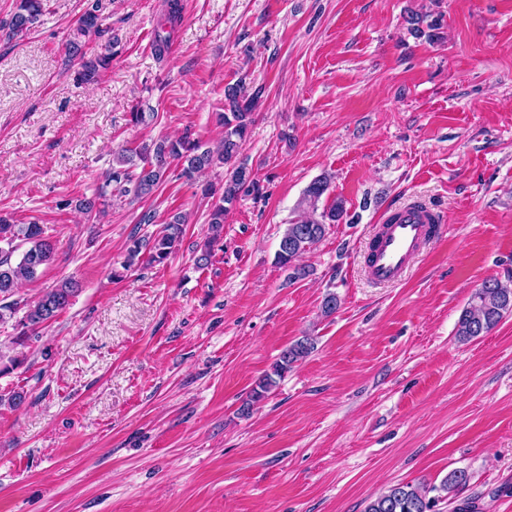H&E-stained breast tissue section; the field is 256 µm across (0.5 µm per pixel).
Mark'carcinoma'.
<instances>
[{
	"mask_svg": "<svg viewBox=\"0 0 512 512\" xmlns=\"http://www.w3.org/2000/svg\"><path fill=\"white\" fill-rule=\"evenodd\" d=\"M44 0H15L14 12L5 21L4 36L11 40L21 36L35 24L42 15ZM77 38L71 41L70 51L82 58L79 76L84 81L93 80L100 72L110 68L112 45L106 44L100 51L86 55L82 40L101 35L99 15L96 8L86 10L78 19ZM262 88H254L247 83V76L224 88V112L218 114L219 123L224 126V138L218 146L211 148L186 131L177 139L162 138L139 148L125 149L114 158L112 171L94 196L77 201L76 207L87 215L103 213L111 206L112 197L127 198L134 202L151 195L167 178L172 162L181 165L180 176L190 180L198 172L222 165L224 187L218 203L213 207L210 224L219 229L224 216L241 196L255 190L258 180L247 163L238 160L240 151L247 139L255 105ZM330 179L322 176L313 180L305 189L300 207L307 216L293 222L284 230L276 253V263L292 270L290 278L300 279L305 270L295 265V260L318 244L325 236L327 226L340 222L345 213L344 200L337 198L333 203L318 211V203L329 191ZM185 217L182 213L173 214L160 235L151 240L135 238L128 250L127 263H132L143 254H148L147 263H161L178 246L183 235ZM23 250L19 262L12 261L13 254ZM54 245L46 235L43 225L12 224L0 215V323L13 317L18 302L9 301L16 288L23 281L34 280L41 270L53 261ZM79 291V284L67 279L48 289L42 297L30 305L19 324L22 330L13 339L21 345L37 330L51 321L58 313L70 306L72 298ZM512 314V288L499 278H489L475 289L468 305L463 309L456 331L461 341H471L491 332L508 315ZM314 344L311 339L296 341L282 352L272 368L257 388L250 394V401L257 402L265 397L276 381L294 365L306 358ZM468 474L455 470L448 474L437 491L455 492L466 486ZM437 497L409 483H397L371 500L365 512H435Z\"/></svg>",
	"mask_w": 512,
	"mask_h": 512,
	"instance_id": "obj_1",
	"label": "carcinoma"
}]
</instances>
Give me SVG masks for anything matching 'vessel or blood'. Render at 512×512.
Wrapping results in <instances>:
<instances>
[{"instance_id": "vessel-or-blood-1", "label": "vessel or blood", "mask_w": 512, "mask_h": 512, "mask_svg": "<svg viewBox=\"0 0 512 512\" xmlns=\"http://www.w3.org/2000/svg\"><path fill=\"white\" fill-rule=\"evenodd\" d=\"M443 234L441 215L420 202L384 211L369 246L368 279L379 286L401 282L421 257L425 246Z\"/></svg>"}]
</instances>
